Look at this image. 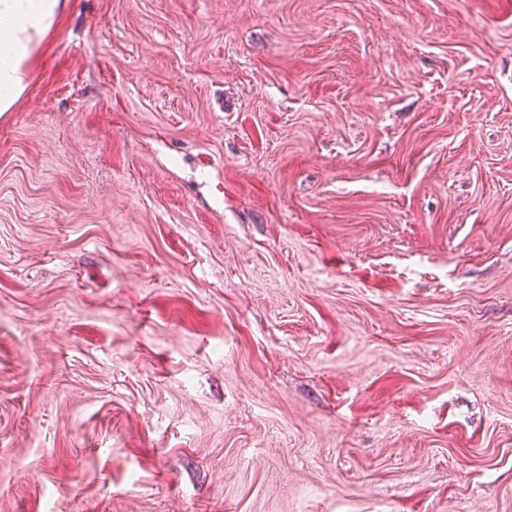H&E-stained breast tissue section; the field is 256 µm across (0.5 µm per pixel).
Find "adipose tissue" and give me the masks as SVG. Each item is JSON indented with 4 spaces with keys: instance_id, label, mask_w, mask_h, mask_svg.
Returning a JSON list of instances; mask_svg holds the SVG:
<instances>
[{
    "instance_id": "ef3b65f1",
    "label": "adipose tissue",
    "mask_w": 512,
    "mask_h": 512,
    "mask_svg": "<svg viewBox=\"0 0 512 512\" xmlns=\"http://www.w3.org/2000/svg\"><path fill=\"white\" fill-rule=\"evenodd\" d=\"M63 8L62 0H0V112L25 90L35 49Z\"/></svg>"
}]
</instances>
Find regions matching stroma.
Wrapping results in <instances>:
<instances>
[{"instance_id":"1","label":"stroma","mask_w":512,"mask_h":512,"mask_svg":"<svg viewBox=\"0 0 512 512\" xmlns=\"http://www.w3.org/2000/svg\"><path fill=\"white\" fill-rule=\"evenodd\" d=\"M0 512H512V0H66Z\"/></svg>"}]
</instances>
